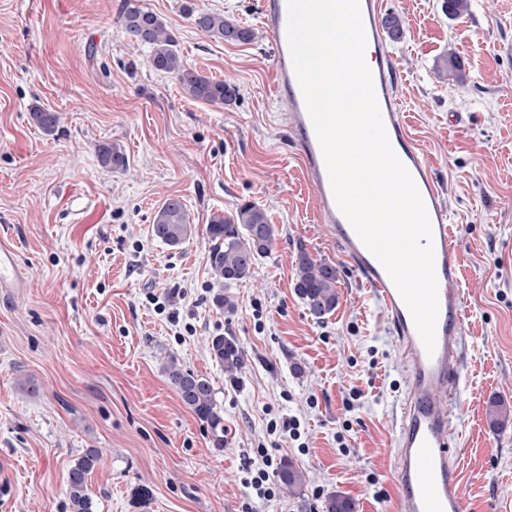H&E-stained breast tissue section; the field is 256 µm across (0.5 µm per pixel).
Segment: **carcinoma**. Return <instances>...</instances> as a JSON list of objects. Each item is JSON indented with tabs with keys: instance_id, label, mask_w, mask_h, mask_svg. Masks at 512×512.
I'll use <instances>...</instances> for the list:
<instances>
[{
	"instance_id": "obj_1",
	"label": "carcinoma",
	"mask_w": 512,
	"mask_h": 512,
	"mask_svg": "<svg viewBox=\"0 0 512 512\" xmlns=\"http://www.w3.org/2000/svg\"><path fill=\"white\" fill-rule=\"evenodd\" d=\"M181 10L197 30L209 37L228 43H248L253 39L250 28L201 6L198 0H184ZM117 23L127 44L149 48L150 66L173 75L189 98L223 106L236 99L235 85L209 78L185 62L163 19L142 7L139 0H123ZM381 23L390 39L397 41L401 38L402 25L397 15L389 13ZM30 118L46 133L53 132L57 123L56 114L40 106L30 108ZM98 158L104 166L112 169H121L127 164L124 153L111 144L98 146ZM151 233L155 239L172 248L183 245L190 238L192 224L180 199L169 198L155 210ZM207 233L212 242L209 252L212 275L225 287L248 277L257 259L271 251L275 239V228L266 211L253 203L240 205L233 214L221 212L212 215ZM336 283V267L313 258L305 251L300 252L296 259L295 292L315 319L321 320L336 309L339 302ZM209 353L212 361L231 376L244 363L241 346L230 336L212 337ZM168 372L182 403L206 423L213 446L224 447V416L215 404L209 379L174 362L168 366ZM487 416L491 428L496 431L512 424V408L500 399L493 398L488 402ZM99 461V452L89 449L70 468L67 484L70 512H93L87 482ZM278 478L293 492L304 484L303 472L288 459L281 462ZM324 512H354V503L341 495H332L325 500Z\"/></svg>"
}]
</instances>
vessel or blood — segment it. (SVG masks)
Wrapping results in <instances>:
<instances>
[{"mask_svg": "<svg viewBox=\"0 0 512 512\" xmlns=\"http://www.w3.org/2000/svg\"><path fill=\"white\" fill-rule=\"evenodd\" d=\"M368 45L374 49L371 68L378 104L390 144L410 172L426 206L433 230L439 311L434 352H427L414 320L380 261L364 246L339 210L322 150L307 112L287 42V0H263L262 19L275 46V86L290 104L291 126L298 135L306 174L316 191L320 217L332 224L344 256L361 275L366 288L393 326L409 367V394L397 433L396 512H468L460 493L462 468L453 461L449 423L460 404L456 366L464 342L463 291L457 227L441 200L442 190L405 123L394 81L396 59L381 24L383 0H360ZM23 283L15 252L0 248V288Z\"/></svg>", "mask_w": 512, "mask_h": 512, "instance_id": "obj_1", "label": "vessel or blood"}]
</instances>
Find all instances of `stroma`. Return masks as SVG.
<instances>
[{"label":"stroma","instance_id":"35a3bbf8","mask_svg":"<svg viewBox=\"0 0 512 512\" xmlns=\"http://www.w3.org/2000/svg\"><path fill=\"white\" fill-rule=\"evenodd\" d=\"M182 0H141L168 24L188 65L233 82L235 103L188 98L129 48L122 0H0V246L23 287L0 291V512H69V470L87 449L94 512H395L396 432L408 374L398 338L315 205L274 90V46L260 0H201L254 33L230 45L199 32ZM409 131L458 226L465 339L461 401L449 429L469 512H512V0H384ZM456 56L463 79L443 74ZM55 112L48 134L31 104ZM119 145L127 166H102ZM184 202L189 241L151 234L167 198ZM262 207L276 230L251 276L217 285L212 214ZM335 266L339 303L323 320L294 290L299 251ZM229 296L234 311L217 306ZM164 302L158 312L156 302ZM234 337L245 365L228 377L212 336ZM206 376L228 430L212 447L165 363ZM293 417L301 437L270 433ZM305 474L298 492L260 500L243 483L255 449ZM487 416L493 430L506 429L512 424V410L500 399L492 398L487 404Z\"/></svg>","mask_w":512,"mask_h":512}]
</instances>
